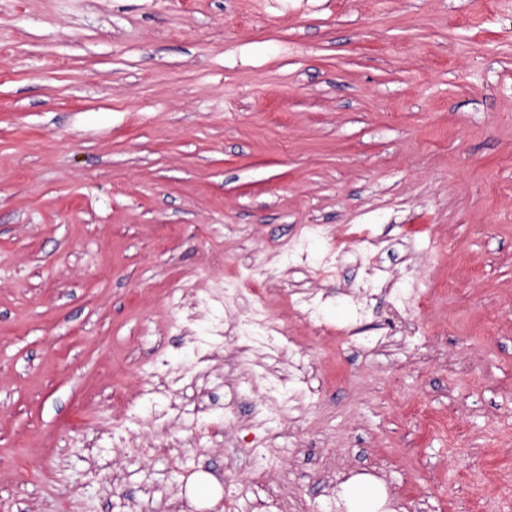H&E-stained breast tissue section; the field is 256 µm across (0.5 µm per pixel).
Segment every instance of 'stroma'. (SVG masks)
<instances>
[{"label":"stroma","mask_w":512,"mask_h":512,"mask_svg":"<svg viewBox=\"0 0 512 512\" xmlns=\"http://www.w3.org/2000/svg\"><path fill=\"white\" fill-rule=\"evenodd\" d=\"M1 44L0 512H512V0H0ZM344 498L349 512H378L384 503L385 492L375 480L358 476L344 487Z\"/></svg>","instance_id":"stroma-1"}]
</instances>
